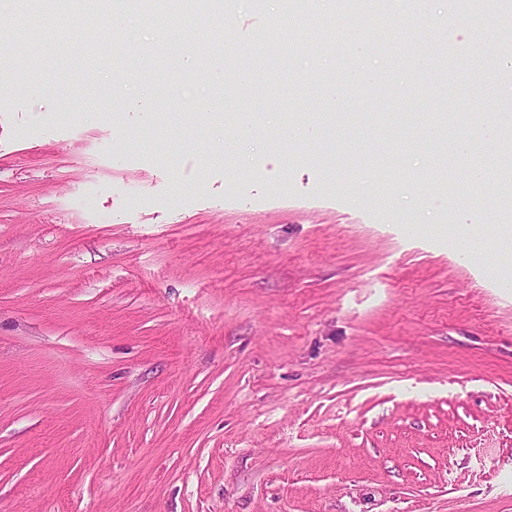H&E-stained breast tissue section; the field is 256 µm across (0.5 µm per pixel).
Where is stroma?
Masks as SVG:
<instances>
[{
    "label": "stroma",
    "instance_id": "stroma-1",
    "mask_svg": "<svg viewBox=\"0 0 512 512\" xmlns=\"http://www.w3.org/2000/svg\"><path fill=\"white\" fill-rule=\"evenodd\" d=\"M188 0L178 22L153 0L127 17L130 53L101 26L61 41L56 15H28L38 40L0 51V512H512V288L495 236L512 226L499 145L483 116L512 109V8L472 15L449 0L418 23L448 44L452 81L392 64L403 29L378 43L385 76L368 102L345 93L319 140L278 128L321 110L302 68L352 52H266L281 0H228L229 27ZM494 30L475 81V38ZM227 70L222 43L265 66L281 91L238 96L253 134L236 154L230 84L136 82V52L168 39ZM51 82L44 90L42 82ZM433 96L471 114L448 160L479 194L448 196L425 132L378 115ZM127 101L112 109V98ZM421 184L426 208L414 204ZM485 224L471 255L446 227Z\"/></svg>",
    "mask_w": 512,
    "mask_h": 512
}]
</instances>
